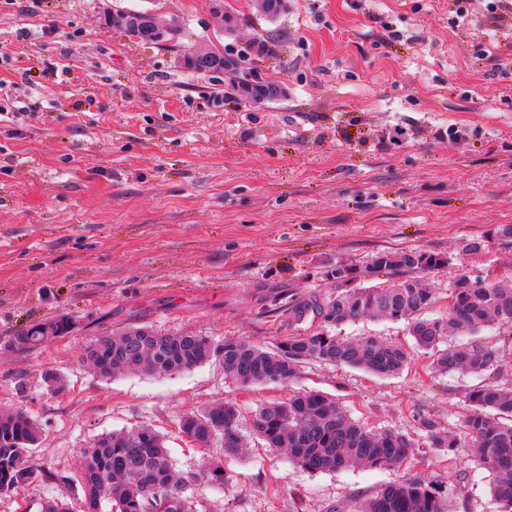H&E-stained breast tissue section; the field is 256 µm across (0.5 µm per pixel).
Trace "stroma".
<instances>
[{"mask_svg":"<svg viewBox=\"0 0 512 512\" xmlns=\"http://www.w3.org/2000/svg\"><path fill=\"white\" fill-rule=\"evenodd\" d=\"M270 18L259 0H0V411L42 428L29 485L0 512H41L64 494L83 508L76 472L86 446L151 425L178 469L219 455L179 434V416L224 402L251 417L288 390L244 385L210 361L172 376L105 380L81 361L87 342L125 326L243 337L273 347L317 330L306 303L326 271L381 250L440 252L425 277L448 304L461 272L512 280V15L472 0H286ZM176 18L181 47L245 55L284 87L254 107L223 77L178 65L176 49L141 45L104 24L105 9ZM483 250L466 255L468 240ZM304 307L294 317V307ZM67 336L31 351L15 333L60 316ZM499 368L479 377L428 374L413 350L378 377L320 362L294 390H318L379 429L411 435L419 468L460 512H495L488 471L462 430L466 395L512 385V326L485 333ZM62 386L50 390L46 373ZM460 438L430 447L427 423ZM229 491L197 486L195 512H357L405 469L309 473L262 445L227 461Z\"/></svg>","mask_w":512,"mask_h":512,"instance_id":"35a3bbf8","label":"stroma"}]
</instances>
